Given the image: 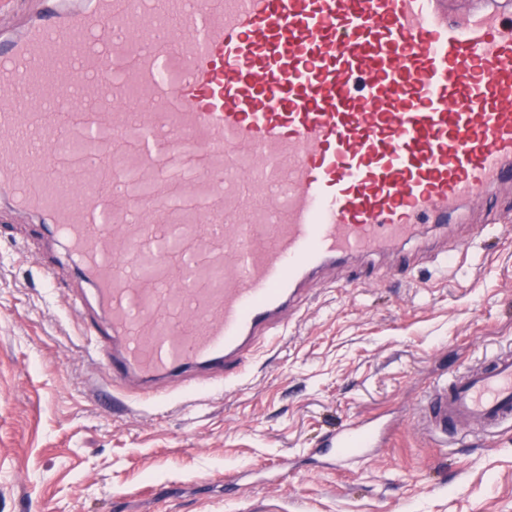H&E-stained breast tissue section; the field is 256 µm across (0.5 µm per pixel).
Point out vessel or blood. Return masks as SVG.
I'll return each instance as SVG.
<instances>
[{"label":"vessel or blood","instance_id":"obj_1","mask_svg":"<svg viewBox=\"0 0 512 512\" xmlns=\"http://www.w3.org/2000/svg\"><path fill=\"white\" fill-rule=\"evenodd\" d=\"M0 51V186L64 240L106 317L93 352L152 403L240 382L328 268L392 249L512 177V19L446 0H52ZM147 107L131 114L130 88ZM109 131L72 166L53 140ZM133 153L151 197L100 155ZM222 271L185 283L181 257ZM512 425V349L436 382L433 438ZM390 424L326 435L329 467Z\"/></svg>","mask_w":512,"mask_h":512}]
</instances>
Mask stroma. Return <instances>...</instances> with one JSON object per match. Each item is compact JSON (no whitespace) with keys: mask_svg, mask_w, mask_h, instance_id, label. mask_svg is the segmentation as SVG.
<instances>
[{"mask_svg":"<svg viewBox=\"0 0 512 512\" xmlns=\"http://www.w3.org/2000/svg\"><path fill=\"white\" fill-rule=\"evenodd\" d=\"M512 181L461 204L417 240H467L448 259L404 264L416 242L374 256L370 284L327 271L285 337L248 361L235 390L198 400L168 384L162 404L126 400L87 353L74 309L93 292L66 244L29 213L0 209V512H247L224 478L287 458L288 476L255 478L269 512H512V427L435 445L418 406L442 376L512 345ZM388 415L379 454L321 470L307 449L338 426Z\"/></svg>","mask_w":512,"mask_h":512,"instance_id":"obj_1","label":"stroma"}]
</instances>
